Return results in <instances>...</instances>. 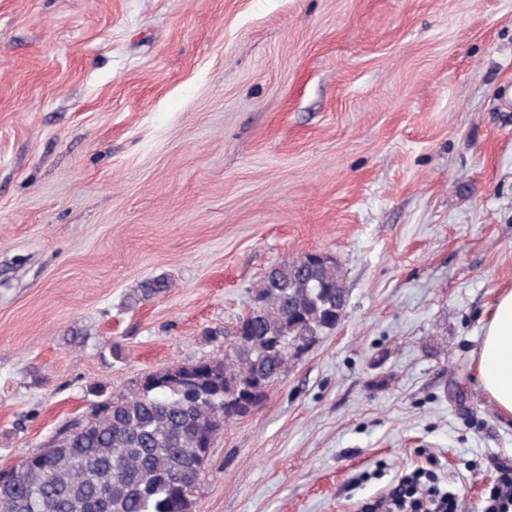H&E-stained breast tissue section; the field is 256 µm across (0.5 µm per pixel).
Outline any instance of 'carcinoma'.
<instances>
[{"label":"carcinoma","mask_w":512,"mask_h":512,"mask_svg":"<svg viewBox=\"0 0 512 512\" xmlns=\"http://www.w3.org/2000/svg\"><path fill=\"white\" fill-rule=\"evenodd\" d=\"M168 283L140 285L137 304ZM347 288L332 256L304 253L270 266L249 306L222 335L224 356L176 363L100 397L76 429L0 476V512H194L211 442L266 397L288 360L336 327Z\"/></svg>","instance_id":"carcinoma-1"}]
</instances>
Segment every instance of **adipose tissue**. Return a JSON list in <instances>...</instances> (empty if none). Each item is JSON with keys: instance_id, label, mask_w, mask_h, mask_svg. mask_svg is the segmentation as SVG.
<instances>
[{"instance_id": "ef3b65f1", "label": "adipose tissue", "mask_w": 512, "mask_h": 512, "mask_svg": "<svg viewBox=\"0 0 512 512\" xmlns=\"http://www.w3.org/2000/svg\"><path fill=\"white\" fill-rule=\"evenodd\" d=\"M479 383L501 419L512 423V289L498 294L475 357Z\"/></svg>"}]
</instances>
